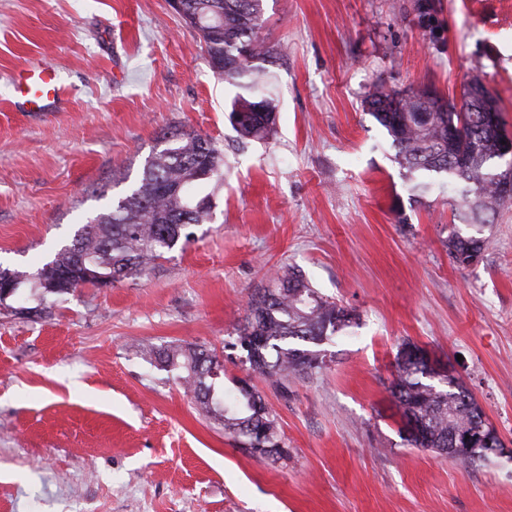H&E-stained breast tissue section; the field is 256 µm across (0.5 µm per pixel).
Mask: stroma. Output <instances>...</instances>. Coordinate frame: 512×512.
Returning <instances> with one entry per match:
<instances>
[{"mask_svg":"<svg viewBox=\"0 0 512 512\" xmlns=\"http://www.w3.org/2000/svg\"><path fill=\"white\" fill-rule=\"evenodd\" d=\"M420 2L265 0L277 120L242 142L235 87L169 0H0L1 267L49 260L134 185L164 130L224 148L211 220L155 272L0 303V512H512V208L457 266L452 192L416 200L363 105L376 84L455 101L476 77L512 134V0ZM30 63L61 77L43 118L14 105ZM291 267L357 320L287 393L251 378L288 448L275 462L154 353L199 344L248 376L236 329ZM406 341L451 366L509 454L470 464L401 440L387 387Z\"/></svg>","mask_w":512,"mask_h":512,"instance_id":"35a3bbf8","label":"stroma"}]
</instances>
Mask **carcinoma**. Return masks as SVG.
<instances>
[{
  "instance_id": "cac0c4a2",
  "label": "carcinoma",
  "mask_w": 512,
  "mask_h": 512,
  "mask_svg": "<svg viewBox=\"0 0 512 512\" xmlns=\"http://www.w3.org/2000/svg\"><path fill=\"white\" fill-rule=\"evenodd\" d=\"M185 24L204 42L211 67L238 89L229 120L239 139H263L276 125V105L269 66L279 52L256 37L264 23V0H181ZM365 108L390 137L393 161L404 171L415 196L435 185L451 188L460 200L457 217L466 226H484L489 216L512 205V195L499 191L503 172L497 135L482 127L480 109L494 97L477 99L462 93L461 106L423 102L420 92L373 86ZM460 111H455V108ZM458 128L448 148V126ZM162 148L146 159L137 185L115 199L74 232L47 262L29 271L0 269V301L5 289L28 284L51 294L78 288L113 286L136 280L160 267V260L190 241L188 226L205 224L212 216L215 189L222 181L224 151L215 140L180 129L161 133ZM446 247L453 262L464 266L480 256L484 240L460 228ZM356 319L353 311L323 295L305 273L291 268L272 283L254 290L249 314L237 328V342L246 352L251 373L276 390L288 380L304 379L321 370L328 357L325 345ZM179 377L206 412L220 417L224 432L245 448L281 459L282 441L275 416L247 381L218 391L213 380L224 370L216 353L200 345L167 347L155 352ZM389 391L401 427L399 435L412 448L448 455L453 441L488 431L491 423L472 393L424 351L407 343L396 356V374ZM422 420L425 433L412 423Z\"/></svg>"
}]
</instances>
